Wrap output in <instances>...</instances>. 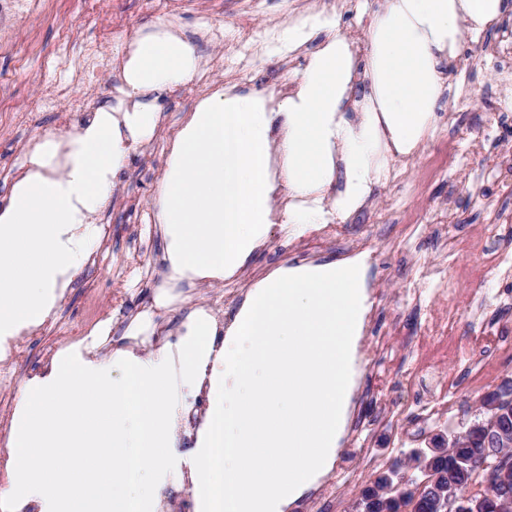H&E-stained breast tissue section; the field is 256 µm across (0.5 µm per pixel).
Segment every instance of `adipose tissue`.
<instances>
[{"label": "adipose tissue", "instance_id": "1", "mask_svg": "<svg viewBox=\"0 0 512 512\" xmlns=\"http://www.w3.org/2000/svg\"><path fill=\"white\" fill-rule=\"evenodd\" d=\"M507 0H386L369 27V90L356 121L342 112L352 81L349 40L334 19L288 27V47L310 29L327 37L277 108L215 91L192 112L171 146L157 218L166 230L173 276L223 277L259 246L283 183L309 209L284 212L299 233L321 224L335 162L346 187L338 217L363 203L390 153L412 154L427 137L442 89L439 69L463 31L494 26ZM200 57L164 21L138 34L124 58L125 103L103 106L67 140L38 137L32 167L0 208V338L50 316L59 277L82 264L84 231L112 193L126 142L153 137L157 112L146 97L192 81ZM285 159L280 180L270 149ZM360 266L328 263L278 271L249 292L227 329L195 309L177 340H152L150 314L128 327L130 344L87 359L52 358L21 388L11 432L0 449L8 512H172L168 487L184 491L191 512H212L224 484V512H288L328 474L344 421L349 342L364 310ZM179 351L188 395L176 407L167 362ZM121 368L113 378V368ZM238 390L227 397L226 378ZM209 406L196 445H178L182 421L199 397ZM224 434V470L210 468L213 427ZM135 434L138 448L126 445ZM154 482L135 488L137 472Z\"/></svg>", "mask_w": 512, "mask_h": 512}]
</instances>
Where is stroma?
Returning a JSON list of instances; mask_svg holds the SVG:
<instances>
[{
	"mask_svg": "<svg viewBox=\"0 0 512 512\" xmlns=\"http://www.w3.org/2000/svg\"><path fill=\"white\" fill-rule=\"evenodd\" d=\"M99 14H87L83 0H46V11L20 37L34 45L37 57L20 67L14 55L0 50V161L10 170L0 171V201L10 197L18 176L27 167L28 146L43 130L57 128L56 115L40 111L36 102L43 85L65 84L69 72L57 68L55 55L61 34L76 47L107 41L111 59L126 51L139 32L157 20L171 23L197 47L202 62L221 57L222 68L210 72L204 92L232 86V67L238 55L241 23H249L262 38L252 60L254 81L241 89L244 97L267 103L278 99L281 81H292L319 51L325 31H310L295 49L283 46L280 35L308 12L334 17L344 36L366 38L373 17L385 0H100ZM512 31V11L480 35L464 34L453 60V73L445 74L443 91L434 112L433 130L406 162L388 167L384 177L371 184L364 204L343 218L344 237L307 251L313 229L295 234L283 224L265 227L264 243L252 252L231 278L190 280L188 287L174 289L169 303L155 310L158 325H178L194 308L213 296H229L219 312L231 321L244 305L249 288L272 272L346 260L348 240H367L376 259L360 255L364 285L371 288L372 310L362 327L358 363L369 366L380 356L370 344L372 336L392 337L401 350L414 333L420 315L442 313L444 307L431 290L441 277L454 279L459 309L454 323L457 335L473 330L471 313L483 304L488 318L512 326V308L500 306L501 294L512 295V264L485 272L479 260L457 255L445 244V235L431 228L440 207L448 209L447 235H476L494 223L497 214L512 215V181L498 184L502 162L512 160V139L504 133L512 127V57L489 53L503 35ZM160 114L154 136L138 144L113 180L112 197L95 221L111 227V241L98 266L81 265L69 271L73 282L53 311L57 323L47 336L27 340L28 358L10 366V380L0 381V399L14 400L25 381L40 374L48 349L77 350L82 337L73 334L95 309L110 311L112 341L122 344L131 319L151 302L155 283L170 284L168 242L156 227L157 191L167 167L170 146L199 97L174 86L152 95ZM145 259V273L136 278L120 274L130 248ZM451 428L432 427L416 432L413 425L399 430L378 428L375 449L385 469L406 461L413 450L432 447L435 437L451 441L478 416L479 396L467 389L455 395Z\"/></svg>",
	"mask_w": 512,
	"mask_h": 512,
	"instance_id": "stroma-1",
	"label": "stroma"
}]
</instances>
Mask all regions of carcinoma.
Instances as JSON below:
<instances>
[{
  "label": "carcinoma",
  "instance_id": "1",
  "mask_svg": "<svg viewBox=\"0 0 512 512\" xmlns=\"http://www.w3.org/2000/svg\"><path fill=\"white\" fill-rule=\"evenodd\" d=\"M492 395L501 400V405L497 409L488 410L490 417L495 419L492 430L479 436L469 435L452 443L445 458L436 456L433 450H415L410 455V460L415 463V469L422 474L427 471L432 473L437 477V486L447 493L460 492L478 478L476 472L455 466L454 455L479 460L495 451L498 431L501 430L512 437V379L504 381L496 390L487 393L489 397ZM396 475L398 470L393 469L390 474L379 477L373 486L362 491L361 502L371 501L370 512H403V508L410 504V500L405 497V491L414 485L415 480L410 477L397 484L394 482Z\"/></svg>",
  "mask_w": 512,
  "mask_h": 512
}]
</instances>
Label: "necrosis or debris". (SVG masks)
<instances>
[{
	"label": "necrosis or debris",
	"instance_id": "obj_1",
	"mask_svg": "<svg viewBox=\"0 0 512 512\" xmlns=\"http://www.w3.org/2000/svg\"><path fill=\"white\" fill-rule=\"evenodd\" d=\"M44 9L45 0H0V47H15L18 34L27 29ZM106 52V46H93L74 56L68 42H61L58 61L71 72L83 93L77 96L69 89L43 87L38 100L41 110L58 113L64 124L70 122L73 114L87 111L91 103L89 92ZM499 230V225L492 224L487 233L456 238L452 249L462 255L477 256L486 270H496L512 260L511 254L495 250L490 245L491 238L496 237ZM438 294L449 312L425 317L418 334L408 339L411 357L399 355L388 337H375L374 343L383 351L385 360L372 365L369 372L373 384L369 407L359 408L350 420L348 431L356 460L341 463L328 477L323 489L327 507L341 504L344 491L364 479L365 467L377 463L373 436L377 427L386 422L384 411L394 392L391 367L402 368L405 373L403 387L408 395L407 418L417 429L425 430L449 425L448 402L454 398L457 389L462 386L471 389L485 387L492 378L496 356L504 351L512 352V333L497 325L472 331L463 338L456 336L453 313L458 308V292L450 281L444 280L439 284ZM462 357L468 360L463 377H446L440 373L442 364Z\"/></svg>",
	"mask_w": 512,
	"mask_h": 512
}]
</instances>
